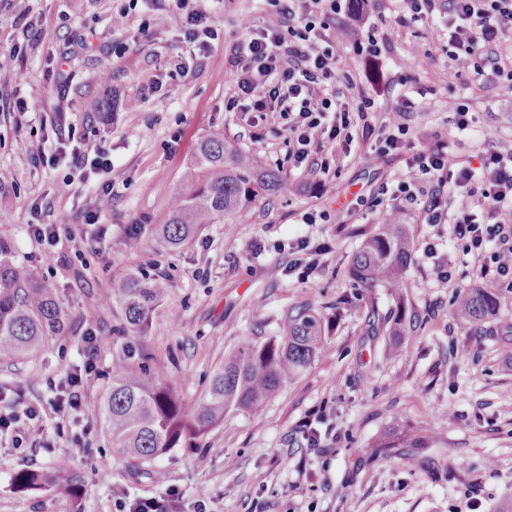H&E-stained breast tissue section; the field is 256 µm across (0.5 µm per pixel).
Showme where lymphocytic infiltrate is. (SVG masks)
<instances>
[{"label":"lymphocytic infiltrate","instance_id":"f902f5d3","mask_svg":"<svg viewBox=\"0 0 512 512\" xmlns=\"http://www.w3.org/2000/svg\"><path fill=\"white\" fill-rule=\"evenodd\" d=\"M262 25L247 26L235 61L236 90L224 101L228 112H255L279 119L291 143L294 166L315 165V157L337 139L351 141L354 128L374 138L376 159L412 150L402 177L382 183L376 205L419 203L424 224L452 223L455 239L476 252L484 285H512V147H489L479 168L445 145L413 148L406 124L378 129L367 121L371 98L347 99L338 89L339 40L331 36L336 17L354 14L369 0H267ZM442 13L448 17V60L455 74L505 79L512 92V57L501 47L512 40V0H402L399 25ZM99 373L86 362L68 376L54 403L59 418L80 407Z\"/></svg>","mask_w":512,"mask_h":512}]
</instances>
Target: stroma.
<instances>
[{
	"label": "stroma",
	"mask_w": 512,
	"mask_h": 512,
	"mask_svg": "<svg viewBox=\"0 0 512 512\" xmlns=\"http://www.w3.org/2000/svg\"><path fill=\"white\" fill-rule=\"evenodd\" d=\"M38 39L17 55L27 33L11 0H0V239L14 262L52 282L68 329L36 351L0 363V512H127L132 500L176 489L178 512H500L512 501V288L499 290L496 315L480 326L457 318V291L477 288L478 259L447 224H421L417 207L398 214L415 259L402 297L361 288L350 276L355 253L383 223L373 201L381 183L402 176L404 161L375 162L370 144L336 146L328 171L293 166L279 121L247 127L224 109L234 81L233 52L246 24H261L265 0H28ZM206 11L219 32L202 51L181 26ZM125 12L122 26L113 15ZM397 0H381L368 22L389 43L375 63L340 46L351 78L349 99L372 97L375 127L392 124L400 94L417 107L405 123L415 141L448 144L477 161L486 144L512 145V95L503 79L457 76L448 66L442 17L399 27ZM155 17L150 38L142 19ZM126 44L123 57L112 53ZM27 102L17 112L15 101ZM110 110L92 119V103ZM468 105L472 122L454 114ZM285 180L243 212L205 225L182 248L154 238L165 223L198 143L213 133ZM72 138L86 155L104 151L108 170L51 166L44 155ZM112 186L99 224L85 217ZM364 204L345 213L346 201ZM323 212L317 223L305 213ZM34 224L56 226L51 240ZM140 225L139 251L126 229ZM306 250H298V239ZM134 271L161 278L165 293L149 327H127L111 298L113 279ZM318 312L328 327L322 354L260 409L225 411L192 448H173L146 465L128 462L112 442L101 406L112 367L156 373L193 402L225 357L246 342L285 335L290 315ZM402 313L400 340L370 331L369 316ZM95 333L99 379L66 420L51 402L82 365L86 333ZM35 407L39 418L29 419ZM317 428L308 448L304 425ZM429 436L427 447L369 462L372 445L399 433ZM81 443L83 455L71 453ZM69 460L83 477L78 499L49 489L23 491L14 475Z\"/></svg>",
	"instance_id": "obj_1"
}]
</instances>
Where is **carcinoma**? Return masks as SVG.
Masks as SVG:
<instances>
[{
    "label": "carcinoma",
    "mask_w": 512,
    "mask_h": 512,
    "mask_svg": "<svg viewBox=\"0 0 512 512\" xmlns=\"http://www.w3.org/2000/svg\"><path fill=\"white\" fill-rule=\"evenodd\" d=\"M283 187L282 177L213 134L197 148L185 186L177 194L167 221L157 225V240L178 249L206 224L246 209L264 191ZM413 241L405 225L391 214L389 223L356 252L350 272L364 288L383 287L398 294L407 287ZM162 285L138 273L112 282V301L123 311L131 330L141 332ZM456 313L477 326L499 307L493 288H471L454 297ZM65 313L56 288L14 265L11 245L0 240V362L17 360L36 350L46 337L64 330ZM320 316L304 309L292 316L286 335L261 344L245 343L224 359L206 389L190 405L156 377H131L118 364L112 368V391L102 415L113 441L127 457L148 462L171 448H191L232 408L255 410L286 382L307 368L324 348ZM425 436L404 434L375 444L376 454L390 459L401 448H420ZM20 489L49 488L77 497L82 480L67 461L52 471L21 470Z\"/></svg>",
    "instance_id": "obj_1"
}]
</instances>
